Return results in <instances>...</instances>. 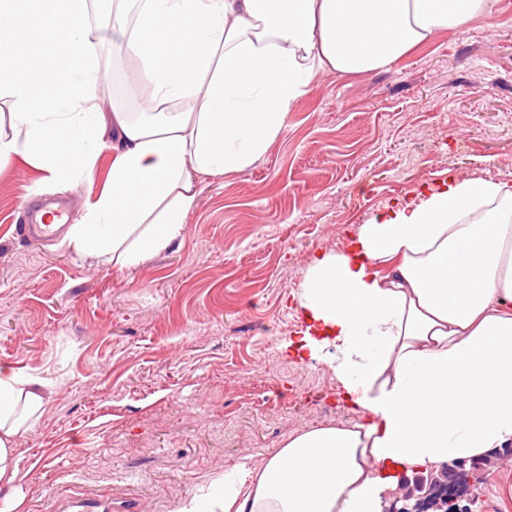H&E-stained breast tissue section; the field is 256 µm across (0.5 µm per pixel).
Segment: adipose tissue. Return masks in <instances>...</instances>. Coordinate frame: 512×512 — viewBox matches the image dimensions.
Here are the masks:
<instances>
[{
	"mask_svg": "<svg viewBox=\"0 0 512 512\" xmlns=\"http://www.w3.org/2000/svg\"><path fill=\"white\" fill-rule=\"evenodd\" d=\"M491 17L490 0H0V167L104 188L69 225L74 252L121 269L167 250L206 177L263 158L318 73L388 67L434 33ZM112 71V112H97ZM113 139H106L105 128ZM286 350L324 357L361 419L289 435L260 465L176 512H381L407 467L512 446V184L449 179L314 256ZM40 384L0 364V481Z\"/></svg>",
	"mask_w": 512,
	"mask_h": 512,
	"instance_id": "1",
	"label": "adipose tissue"
}]
</instances>
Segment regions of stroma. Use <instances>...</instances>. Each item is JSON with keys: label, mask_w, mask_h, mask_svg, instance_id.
Returning <instances> with one entry per match:
<instances>
[{"label": "stroma", "mask_w": 512, "mask_h": 512, "mask_svg": "<svg viewBox=\"0 0 512 512\" xmlns=\"http://www.w3.org/2000/svg\"><path fill=\"white\" fill-rule=\"evenodd\" d=\"M493 10L495 29L475 17L386 69L319 74L269 152L206 178L179 238L130 269L15 231L30 203L76 222L110 154L63 187L20 160L0 168V364L47 383L0 512L82 495L172 512L292 433L358 421L325 359L288 358L296 297L312 257L387 208L452 177L512 183V0ZM471 499L512 512V463L482 471Z\"/></svg>", "instance_id": "obj_1"}]
</instances>
